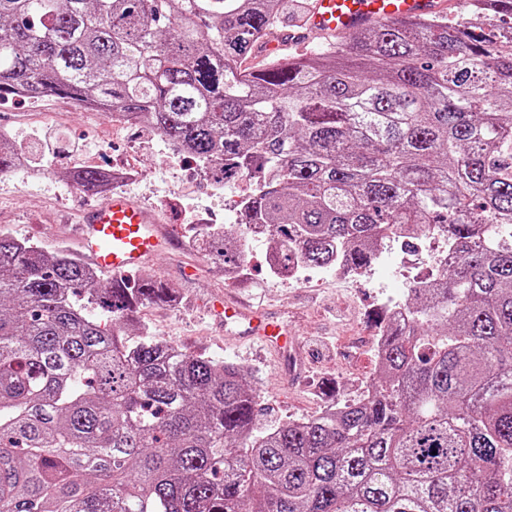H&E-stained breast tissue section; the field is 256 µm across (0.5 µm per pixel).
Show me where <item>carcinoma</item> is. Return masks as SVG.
Here are the masks:
<instances>
[{"label":"carcinoma","instance_id":"obj_1","mask_svg":"<svg viewBox=\"0 0 512 512\" xmlns=\"http://www.w3.org/2000/svg\"><path fill=\"white\" fill-rule=\"evenodd\" d=\"M509 26L386 21L250 72L280 0H0V99L148 125L218 175L259 174L194 245L288 276L372 266L440 225L451 263L387 307L371 395L257 427L234 362L128 330L163 282L92 276L0 231V512H512ZM0 139V172L20 164ZM64 179L96 191L98 168Z\"/></svg>","mask_w":512,"mask_h":512}]
</instances>
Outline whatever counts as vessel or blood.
Masks as SVG:
<instances>
[{
  "mask_svg": "<svg viewBox=\"0 0 512 512\" xmlns=\"http://www.w3.org/2000/svg\"><path fill=\"white\" fill-rule=\"evenodd\" d=\"M440 7V0H314L306 26L313 33L348 35L370 21L416 17ZM78 230L83 257L117 280L178 245L156 210L121 192L84 207ZM223 313L226 335L260 340L281 359L291 357L287 331L276 316L230 299L225 300Z\"/></svg>",
  "mask_w": 512,
  "mask_h": 512,
  "instance_id": "b4317fda",
  "label": "vessel or blood"
}]
</instances>
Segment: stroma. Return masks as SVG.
Returning <instances> with one entry per match:
<instances>
[{"instance_id": "stroma-1", "label": "stroma", "mask_w": 512, "mask_h": 512, "mask_svg": "<svg viewBox=\"0 0 512 512\" xmlns=\"http://www.w3.org/2000/svg\"><path fill=\"white\" fill-rule=\"evenodd\" d=\"M47 125L55 130L57 156L46 158L38 167L28 162L18 170L0 173V230L33 240L48 252L64 248L79 253L77 214L101 197L72 189L64 173L76 164L101 169L136 166L141 176L125 184V191L159 208L181 240L178 249L140 271L141 276L173 288L178 299L172 304H144L137 314L140 323L177 345L244 367L260 391L265 426L317 414L323 403L310 388L313 382L333 383L340 403L357 399L361 388L374 382L378 369L372 348L375 317L385 305L407 294L408 284L398 272V248L388 249L372 272L357 279L313 272L305 283L297 284L271 275L268 241H253L248 245V277L238 284L228 283L222 260L188 248L186 240L190 225L234 223L236 213L225 208L224 201L241 194L240 183L214 189L203 181L193 159L170 160V146L156 132L113 123L66 100L16 97L0 105V128L15 144ZM78 139L86 141L89 151L76 159L68 151ZM230 292L252 307L287 311L289 328L301 342L298 370L305 374L307 386L295 385L298 370H290L273 354L225 338L223 323L207 309Z\"/></svg>"}]
</instances>
